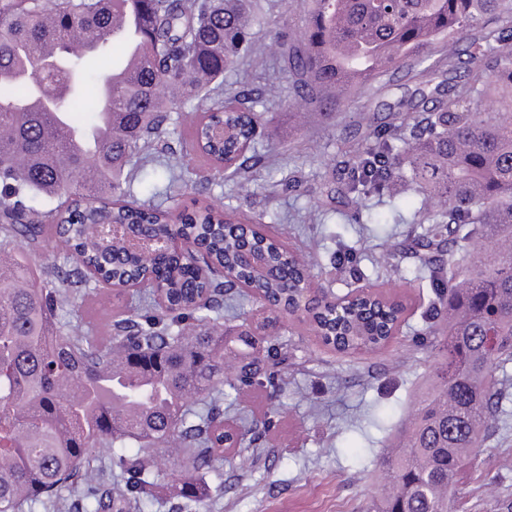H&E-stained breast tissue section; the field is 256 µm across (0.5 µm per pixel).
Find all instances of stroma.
Returning a JSON list of instances; mask_svg holds the SVG:
<instances>
[{
    "instance_id": "stroma-1",
    "label": "stroma",
    "mask_w": 512,
    "mask_h": 512,
    "mask_svg": "<svg viewBox=\"0 0 512 512\" xmlns=\"http://www.w3.org/2000/svg\"><path fill=\"white\" fill-rule=\"evenodd\" d=\"M267 22L256 37L267 52V82L278 97L268 99L261 141L275 163L261 172L243 213L252 222L287 225L290 241L314 257L316 282L336 294L348 290L333 260L339 244L352 247V259L373 274L376 246L384 240L402 244L419 232L404 198L373 200L367 217L353 222V207L340 202L326 207L317 223L305 215L314 191L331 179L326 161L336 155V141L357 139L355 113L383 118L386 105L413 91L414 80L383 77L355 93L348 111L325 118L309 114L293 126L281 102L290 81L278 69L276 39L291 33L303 11L301 0H260ZM302 174L298 191L273 192L272 185L290 172ZM399 266L410 287L398 288L408 304L402 333L386 346L343 355L323 344L299 321L281 322L276 335L288 338L277 367L281 384L268 389H241L225 422L246 412L254 422L258 450L254 472L242 471L234 455L224 457L219 472L206 474L211 490L209 512H369L381 477V464L414 412L438 365L437 352L422 341V315L431 290L417 280V261L403 252ZM496 485H489V478ZM460 512H507L512 504V430L493 433L475 460L458 476Z\"/></svg>"
}]
</instances>
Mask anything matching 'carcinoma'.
Wrapping results in <instances>:
<instances>
[{"label": "carcinoma", "instance_id": "1", "mask_svg": "<svg viewBox=\"0 0 512 512\" xmlns=\"http://www.w3.org/2000/svg\"><path fill=\"white\" fill-rule=\"evenodd\" d=\"M303 27L279 42L281 67L291 77L285 111L298 106L326 117L343 112L351 89L408 69L419 79L383 122L365 124L361 138L337 147L346 177L327 187L360 212L386 194L405 196L421 267L433 299L421 335L438 350L434 386L424 392L385 460L393 488L373 512H458L457 475L505 414L496 370L512 364V0H306ZM143 17L141 68L105 94L113 72L90 67L127 44L112 40L77 53L70 36L95 35L118 15ZM265 24L255 0H0V256L19 242L31 253L61 240L71 265L0 263V512L30 502L51 512H145L158 482L179 481L185 507L206 506L196 476L224 463V400L240 386L265 387L286 342L275 339L261 360L226 339L224 300L252 296L224 279L235 267L251 280L246 254L262 255L271 277L255 282L270 301L300 308L298 289L313 262L288 244V235L261 229L244 238L239 208L193 202L185 224L199 241L191 257H143L117 241L103 244L88 226L103 215L133 234L163 236L170 211L131 199L138 171L158 163L167 172L166 198L178 203L189 185L190 160L230 171L239 204L254 191L253 172L269 160L258 150L266 112L260 94L244 88L225 98L224 74L240 63L259 66L253 40ZM325 60H343L363 78L326 108L324 79L311 62L308 41ZM434 64L418 68L429 59ZM42 60L39 86L28 73ZM61 91L51 104L47 93ZM42 101L41 111L25 104ZM489 99L495 114L482 110ZM191 124L176 132V106ZM88 112V129L110 112L120 141L103 139L89 152L73 151L54 117ZM67 159L58 165L55 156ZM395 247L381 245L371 296L304 307L303 322L339 352L380 347L393 336L396 308L385 291L400 268ZM99 272L111 294L128 302L113 312L109 336L89 335L61 313L81 311L85 289ZM164 283L155 291L128 288L141 275ZM142 373L167 380L161 390L115 394L112 375ZM167 403L156 429L124 416ZM176 468L160 466L168 453Z\"/></svg>", "mask_w": 512, "mask_h": 512}]
</instances>
